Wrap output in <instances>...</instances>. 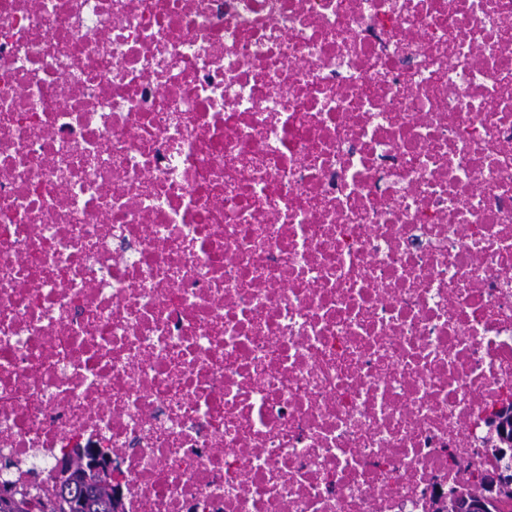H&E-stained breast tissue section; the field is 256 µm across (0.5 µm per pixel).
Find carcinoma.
<instances>
[{"mask_svg":"<svg viewBox=\"0 0 512 512\" xmlns=\"http://www.w3.org/2000/svg\"><path fill=\"white\" fill-rule=\"evenodd\" d=\"M498 438L495 448L497 466L493 475L512 486V445L504 442L500 428L488 421ZM70 475L52 478V483L40 492L4 487L0 489V512H113L111 487L91 475L89 464L81 455L69 457ZM490 479L488 474L473 478V487L448 492V504L458 497L481 491Z\"/></svg>","mask_w":512,"mask_h":512,"instance_id":"1","label":"carcinoma"}]
</instances>
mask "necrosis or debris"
I'll list each match as a JSON object with an SVG mask.
<instances>
[{
    "label": "necrosis or debris",
    "instance_id": "obj_1",
    "mask_svg": "<svg viewBox=\"0 0 512 512\" xmlns=\"http://www.w3.org/2000/svg\"><path fill=\"white\" fill-rule=\"evenodd\" d=\"M512 402V0H0V481L437 512Z\"/></svg>",
    "mask_w": 512,
    "mask_h": 512
}]
</instances>
